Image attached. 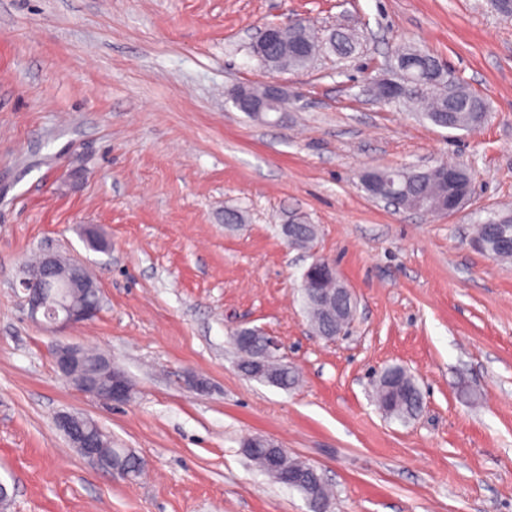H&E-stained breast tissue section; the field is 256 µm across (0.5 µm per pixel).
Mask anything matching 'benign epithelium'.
<instances>
[{
  "instance_id": "obj_1",
  "label": "benign epithelium",
  "mask_w": 512,
  "mask_h": 512,
  "mask_svg": "<svg viewBox=\"0 0 512 512\" xmlns=\"http://www.w3.org/2000/svg\"><path fill=\"white\" fill-rule=\"evenodd\" d=\"M281 25H269L260 30L253 45L255 55L263 62L268 61L266 55L267 44L281 36ZM375 92L379 99L389 102L399 93V83L394 74H389L375 82ZM227 95L233 104L241 109L247 107L248 102L255 103L253 110L262 112L274 106L277 111L285 109L288 98L282 88L276 84H268L261 96L246 100L237 86L228 90ZM437 170L443 179L448 181V208L444 212L451 213L458 209L467 200L470 185H462L456 168L440 165ZM80 267V263L63 257L58 253H46L40 262L24 271L19 280V286L24 293V302L31 319L42 315L46 322L57 328L77 324L94 317L101 306V291L98 287L89 286L85 281L73 277L72 272ZM323 276L329 288L316 296V300L330 307H336V297L340 296L351 301L355 300L352 291L344 284L336 268L327 267ZM257 335L264 336L262 355L265 362L256 365V376L272 380L277 372L272 371L267 363L276 367L283 366L278 352L280 345L272 336H265L257 328L252 329ZM83 350L75 346H58L54 349V363L62 376L68 379L79 391L94 399L107 403H123L129 400L132 385L121 370L112 365L106 357L98 359L97 373L86 372L75 376V370L82 359ZM56 425L66 436L72 447L82 455L95 460L102 468L115 471L112 462L101 454L102 448L100 434L90 432L85 428L81 417L71 413L61 412L56 416ZM269 449L267 458L268 472L279 482H287V473L281 469V460L287 455V450L273 438L255 436L248 438L243 448L249 450L258 444Z\"/></svg>"
}]
</instances>
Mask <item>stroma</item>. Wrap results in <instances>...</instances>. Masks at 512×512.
<instances>
[{
	"label": "stroma",
	"instance_id": "1",
	"mask_svg": "<svg viewBox=\"0 0 512 512\" xmlns=\"http://www.w3.org/2000/svg\"><path fill=\"white\" fill-rule=\"evenodd\" d=\"M302 21L321 48L273 71L264 26ZM339 29L355 49L326 43ZM438 58L480 95L476 130L375 99L396 47ZM280 84L260 121L224 91ZM466 169L456 211L387 208L373 169ZM242 221L228 224L224 212ZM512 211V18L489 0H0V481L7 512H308L243 443L278 440L333 490V512H512V260L473 245ZM314 225L311 249L282 225ZM110 242L97 252L82 229ZM50 250L90 269L102 304L56 331L30 321L22 266ZM329 259L354 292L329 341L301 285ZM239 327L275 337L299 375L243 376ZM103 352L130 400L107 404L56 370L53 350ZM400 366L423 398L387 418L373 380ZM96 420L141 458L134 479L94 465L55 424ZM303 25L299 21L288 23V25H269L264 29L260 30L256 37L253 45V51L255 55L263 62H267L268 58L266 55L267 44L273 40H277L281 36V29L285 27H299Z\"/></svg>",
	"mask_w": 512,
	"mask_h": 512
}]
</instances>
